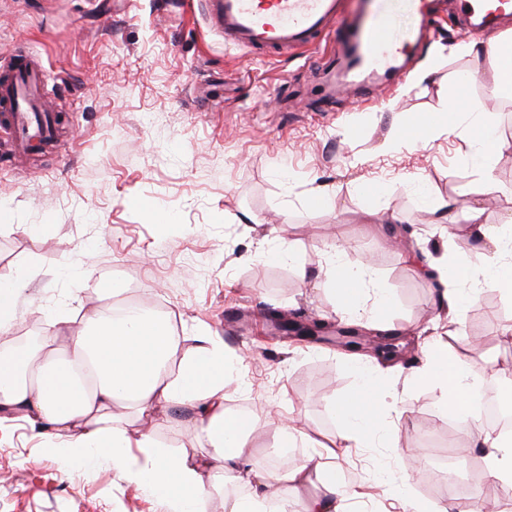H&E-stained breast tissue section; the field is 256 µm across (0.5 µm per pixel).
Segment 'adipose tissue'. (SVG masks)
Segmentation results:
<instances>
[{
    "label": "adipose tissue",
    "instance_id": "1",
    "mask_svg": "<svg viewBox=\"0 0 512 512\" xmlns=\"http://www.w3.org/2000/svg\"><path fill=\"white\" fill-rule=\"evenodd\" d=\"M450 50L459 55L488 53L498 94L512 96L511 42L489 48L475 40L461 41ZM461 110L466 121L452 125L439 118L417 117L418 139L424 142L453 129L474 148L466 163L485 184H492L493 158L512 145L495 136L493 122L482 109L465 104ZM482 216L477 206L463 213L466 224L487 245L481 267L471 266L454 247L422 268L423 275L438 277L442 283L440 306L453 325L463 305L482 289L494 288L512 297V225L490 226ZM347 246V240L337 239L322 271V286L337 293L344 316L364 303L372 286L367 267L343 262ZM28 284L24 268L0 282L1 339L12 332ZM122 292L118 284L102 289L98 305L86 308L79 321L61 317L54 335L37 347L0 356V424L19 418L43 424L48 433L66 437L70 455L103 452L131 481L171 493L175 512H209L212 492L223 489L226 477L243 464L251 431L250 421H239L224 406V386L236 377L237 364L225 355L223 344L203 339L178 366H171L179 339L170 325L149 322L143 315L127 321L108 319L113 297ZM480 347L479 340L471 339L452 352L441 338H433L421 367L409 380L442 387V410L464 414V429L484 448L490 475L512 489V438L486 430L480 406L470 402L480 392L471 368L472 355ZM394 391L392 380L361 379L331 402L339 447L392 445L396 428L386 407ZM176 405L193 409L189 431L201 453L163 449L146 432L132 437L129 414L149 416ZM133 447L138 450L134 456L129 453ZM277 480L314 486L303 512H343L335 466L313 455L302 466L273 476L252 471L250 494L225 500L224 512H288L287 501L273 491Z\"/></svg>",
    "mask_w": 512,
    "mask_h": 512
}]
</instances>
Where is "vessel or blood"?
<instances>
[{
	"label": "vessel or blood",
	"instance_id": "obj_1",
	"mask_svg": "<svg viewBox=\"0 0 512 512\" xmlns=\"http://www.w3.org/2000/svg\"><path fill=\"white\" fill-rule=\"evenodd\" d=\"M398 0H368L369 7L353 24H345L339 0H202L208 27L225 44L277 50L305 49L315 44L332 26L342 27L337 39L339 57H352L354 75L398 71V57L420 44L436 12L434 0H399L416 20L401 29L393 4ZM461 14L484 18L512 15V0H457ZM44 74L27 55L16 60L8 76L0 80V131L23 139L33 117L41 110L32 96Z\"/></svg>",
	"mask_w": 512,
	"mask_h": 512
}]
</instances>
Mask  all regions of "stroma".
<instances>
[{
	"mask_svg": "<svg viewBox=\"0 0 512 512\" xmlns=\"http://www.w3.org/2000/svg\"><path fill=\"white\" fill-rule=\"evenodd\" d=\"M475 30L449 10L437 24L434 74L383 87L373 102L344 84L329 88L316 63L336 39L327 33L306 52L258 55L226 46L186 0H0V71L17 51L47 72L61 122L55 147L19 154L0 135V281L32 268L30 300L12 342L32 325L50 332L59 313L120 282L124 300L163 308L182 342L213 337L242 359L224 388L229 413L248 414L259 468L297 467L305 447L272 457L265 446L278 424L296 419L317 443L336 431L329 402L356 381V367L393 378L389 409L399 424L394 448H348L336 456L346 512H410L409 500L443 493L416 480L450 436L461 465L481 452L459 418L439 409L442 390L414 386L408 370L442 334L432 280L405 261L396 235L418 253L448 248L433 222V201L469 194L488 224L512 221V149L493 161V184L466 166L467 144L446 132L414 146L403 129L427 113H447L458 86L512 142V111L500 99L485 57L450 53ZM366 184L379 198L360 194ZM325 197L313 208L314 197ZM351 247L347 264L367 266L394 301L367 300L345 319L316 277L336 235ZM288 240L293 261L271 254ZM306 270L299 280L298 270ZM336 328H386L409 347L384 363L331 341L298 340L274 330L271 309ZM462 331L481 337L473 371L502 344L512 301L484 291L464 308ZM189 410L157 412L138 425L167 449H193ZM61 438L17 420L0 428V512H171L164 493L130 483L111 460L74 461Z\"/></svg>",
	"mask_w": 512,
	"mask_h": 512,
	"instance_id": "1",
	"label": "stroma"
}]
</instances>
